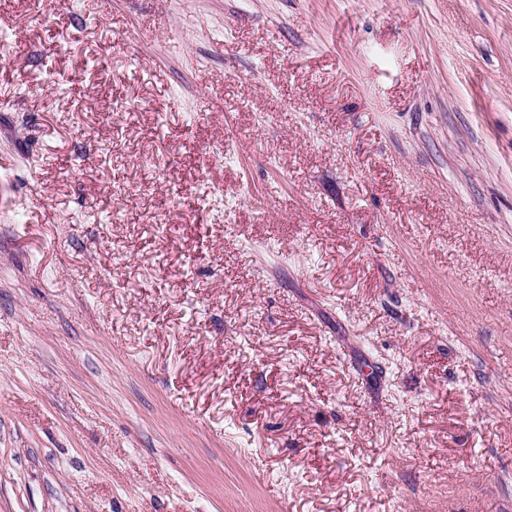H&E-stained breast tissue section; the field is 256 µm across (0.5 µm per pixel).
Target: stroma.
Returning a JSON list of instances; mask_svg holds the SVG:
<instances>
[{"mask_svg":"<svg viewBox=\"0 0 512 512\" xmlns=\"http://www.w3.org/2000/svg\"><path fill=\"white\" fill-rule=\"evenodd\" d=\"M0 512H512V0H0Z\"/></svg>","mask_w":512,"mask_h":512,"instance_id":"35a3bbf8","label":"stroma"}]
</instances>
